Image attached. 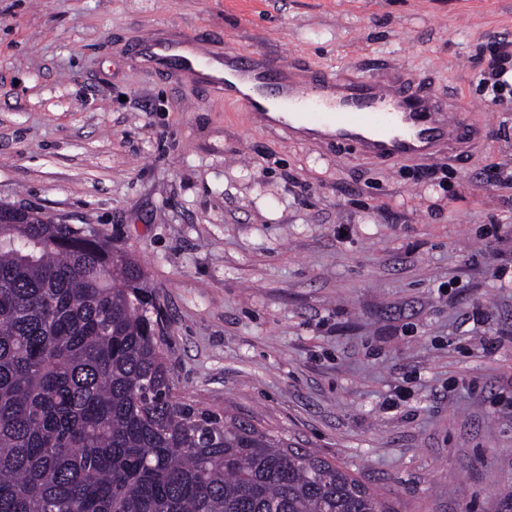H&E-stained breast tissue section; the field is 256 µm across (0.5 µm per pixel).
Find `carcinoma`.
Instances as JSON below:
<instances>
[{"label":"carcinoma","mask_w":512,"mask_h":512,"mask_svg":"<svg viewBox=\"0 0 512 512\" xmlns=\"http://www.w3.org/2000/svg\"><path fill=\"white\" fill-rule=\"evenodd\" d=\"M0 512H388L343 467L178 399L128 254L0 222Z\"/></svg>","instance_id":"carcinoma-1"}]
</instances>
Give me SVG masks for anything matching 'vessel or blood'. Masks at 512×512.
Wrapping results in <instances>:
<instances>
[{
  "label": "vessel or blood",
  "instance_id": "1",
  "mask_svg": "<svg viewBox=\"0 0 512 512\" xmlns=\"http://www.w3.org/2000/svg\"><path fill=\"white\" fill-rule=\"evenodd\" d=\"M155 71L193 76L221 65L211 88L272 125L288 123L336 144L352 143L388 162L442 152L461 160L473 129L432 86L411 77L382 80L328 71L307 72L275 60L256 61L232 47L214 56L192 40L145 36L133 53Z\"/></svg>",
  "mask_w": 512,
  "mask_h": 512
}]
</instances>
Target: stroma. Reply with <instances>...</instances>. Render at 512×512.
Returning <instances> with one entry per match:
<instances>
[{"label":"stroma","mask_w":512,"mask_h":512,"mask_svg":"<svg viewBox=\"0 0 512 512\" xmlns=\"http://www.w3.org/2000/svg\"><path fill=\"white\" fill-rule=\"evenodd\" d=\"M460 104L462 161L383 164L132 63L145 33ZM512 0H0V203L138 262L175 395L395 512H512Z\"/></svg>","instance_id":"1"}]
</instances>
